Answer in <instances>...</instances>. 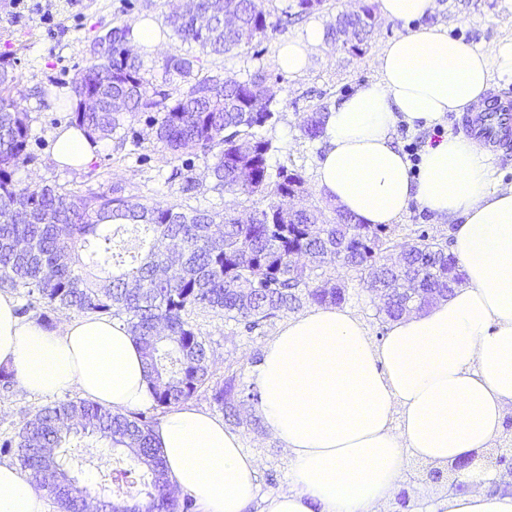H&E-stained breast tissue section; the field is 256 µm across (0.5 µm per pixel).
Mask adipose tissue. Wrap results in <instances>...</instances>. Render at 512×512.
I'll return each instance as SVG.
<instances>
[{"mask_svg": "<svg viewBox=\"0 0 512 512\" xmlns=\"http://www.w3.org/2000/svg\"><path fill=\"white\" fill-rule=\"evenodd\" d=\"M379 2L386 19L408 29L380 52L378 78L326 112L316 185L364 224L398 223L413 203L455 223L463 281L448 299L392 321L377 343L360 319L331 305L289 317L266 341L252 381L265 428L290 453L291 486L267 498L263 512H374L410 458L442 468L462 462L459 481L484 485L449 495L444 512H512V488L493 486L481 455L512 409V186L492 185L478 140L444 136L415 168L393 140L397 124L426 129L475 110L493 76L512 78V40L489 55L425 24L436 0ZM323 39L312 26L282 40L279 68L302 73ZM99 148L74 126L54 134L63 167L88 165ZM0 368L27 396L74 386L116 411L153 402L141 349L122 322H25L3 293ZM155 438L174 488L199 512H248L260 463L222 419L176 407ZM0 512H46L10 463H0Z\"/></svg>", "mask_w": 512, "mask_h": 512, "instance_id": "ef3b65f1", "label": "adipose tissue"}]
</instances>
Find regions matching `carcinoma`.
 <instances>
[{
    "mask_svg": "<svg viewBox=\"0 0 512 512\" xmlns=\"http://www.w3.org/2000/svg\"><path fill=\"white\" fill-rule=\"evenodd\" d=\"M268 0H228L229 17L214 14L213 0H191L165 17L172 34L212 54H227L279 27ZM326 0H293L289 9L306 17ZM373 7L361 3L339 15L326 37L336 39L340 27L350 29L347 49L363 53L373 31ZM133 26L112 27V54L99 55L74 82V95L96 93L118 98L123 111L106 108L74 112L69 125L88 136L119 134V143H140L128 116L143 113L156 142L176 156L186 149L201 152L211 189L234 197H259L240 219L234 207L224 208L221 223L208 210L189 208L183 201L198 192L191 165H174L165 184L180 200L147 205L127 195L118 184L79 195L60 185L30 186L14 179L31 162L27 113L0 94V289L18 292L17 313L24 315L39 302L49 310H75L124 322L140 345L155 406L171 408L191 400L209 378L208 348L188 320L198 308L221 310L224 316L253 332L280 312L310 304H340L345 289L324 278L323 267L381 269L391 298L379 313L388 319L404 314L406 302L419 303L426 294L448 297V268H458L445 248L420 236L403 252L401 268L388 262L383 227L360 224L340 212L324 218L317 206L296 209L291 199L306 192L295 170L274 165L277 147L260 134L274 124V97L268 75L257 69L246 78L220 75L198 78L199 58L172 55L164 64L168 76L182 86L169 91L154 87L132 55ZM112 72V83L97 81ZM324 113L312 112L300 126L304 138L322 137ZM121 217L156 238L174 242L168 253L151 246L145 258L99 280L87 265L108 263L113 236L101 234L102 222ZM245 390L230 379L215 390L214 400L225 416H235V403ZM80 428L108 448H126L129 468L121 478L139 476L143 500L119 503L62 478L66 457H57L68 431ZM15 455L28 481L47 492L60 512H192L193 499L175 495L159 448L152 417L145 412H113L90 401L59 400L28 419L11 438L0 442Z\"/></svg>",
    "mask_w": 512,
    "mask_h": 512,
    "instance_id": "carcinoma-1",
    "label": "carcinoma"
}]
</instances>
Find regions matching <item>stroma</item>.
Listing matches in <instances>:
<instances>
[{
	"mask_svg": "<svg viewBox=\"0 0 512 512\" xmlns=\"http://www.w3.org/2000/svg\"><path fill=\"white\" fill-rule=\"evenodd\" d=\"M32 7L23 11L15 0H0V62L13 77L8 87L10 96L25 108L29 116V146L34 163L19 167L14 178L23 184L62 185L83 194L109 188L121 183L127 194L145 204L167 203L172 191L164 184L161 174L171 168L165 154L153 137H146L140 147L116 148L115 138L102 139V148L92 165L82 168L59 167L53 159V133L67 125L71 110L54 106L55 93L73 85L76 74L91 63L89 48L97 35L126 21L144 16L162 21L167 11V0H30ZM356 0H326L322 10L299 21L282 24L269 33L260 46H242L224 55L200 53L193 47L172 38H165L157 48L140 53L145 75L153 84L167 88L179 86V78H166L163 62L173 54L199 55L203 74H221L241 79L256 69H264L274 93L278 119L267 127L265 135L277 148L275 158L304 177L308 193L294 201L295 207L325 205L326 199L315 182L316 161L323 151L322 141L304 139L299 127L307 114L319 106H331L337 99L353 91L358 85L377 76L376 58L384 44L404 31L405 23L378 18L375 30L363 54L355 55L340 42H328L315 47L305 71L291 75L281 71L276 62V47L287 38L305 34L308 27H327L336 15L352 11ZM52 13V20H44V13ZM427 24H440L448 29L450 37L494 53L498 45L512 39V0H437ZM193 173L200 179V191L190 199L191 207L223 213L227 204H236L238 210H250L252 202L243 197L219 196L211 191L205 176L206 162L200 152L182 154ZM454 226L434 219L418 205H410L400 223L385 230L391 252L428 235L444 247L453 243ZM347 292L344 305L365 324L373 340L385 336L388 323L378 312L380 302L370 292L360 274L336 269ZM190 319L205 340L209 350L210 380L191 399V406L215 416L223 410L212 398L216 387L227 379L236 385L252 387L251 370L259 362L264 343L283 324L284 315L268 320L260 329L246 332L242 325L229 321L223 312L195 309ZM50 396L20 395L17 390L0 392V437L14 435L24 422L40 409L53 404ZM227 428L238 431L245 451L262 462L259 471V497L251 512H261L265 498L287 491L290 486V457L279 439L264 428L257 415L256 402L240 399L235 419L227 421ZM95 440L71 437L67 457L71 476L79 485L90 489L106 487L115 490L112 474L128 461L126 451L118 450L103 456ZM428 464L408 461L397 490L376 506V512H420L423 504L443 505L450 491L448 483L428 480Z\"/></svg>",
	"mask_w": 512,
	"mask_h": 512,
	"instance_id": "obj_1",
	"label": "stroma"
}]
</instances>
